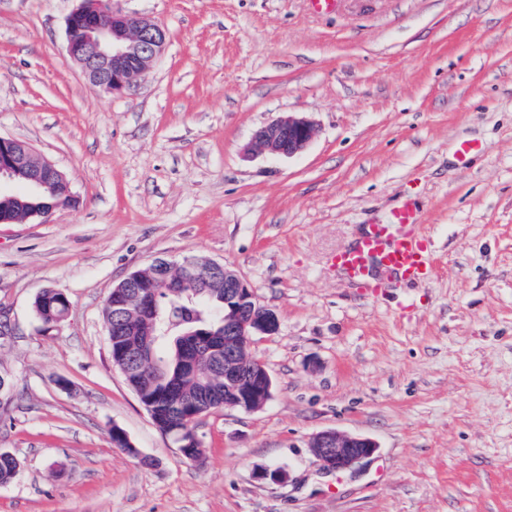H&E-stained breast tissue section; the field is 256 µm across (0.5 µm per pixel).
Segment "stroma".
Instances as JSON below:
<instances>
[{
    "instance_id": "stroma-1",
    "label": "stroma",
    "mask_w": 512,
    "mask_h": 512,
    "mask_svg": "<svg viewBox=\"0 0 512 512\" xmlns=\"http://www.w3.org/2000/svg\"><path fill=\"white\" fill-rule=\"evenodd\" d=\"M78 4L0 0V135L76 198L0 224V451L20 462L0 512H512V0H112L167 34L114 95L67 53ZM288 114L316 127L303 151L247 154ZM407 200L435 272L364 291L331 258ZM186 257L280 321L249 348L271 399L204 415L197 462L113 367L103 316L130 273ZM45 288L70 303L48 332ZM323 430L378 450L324 473Z\"/></svg>"
}]
</instances>
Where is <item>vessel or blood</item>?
Returning a JSON list of instances; mask_svg holds the SVG:
<instances>
[{
	"mask_svg": "<svg viewBox=\"0 0 512 512\" xmlns=\"http://www.w3.org/2000/svg\"><path fill=\"white\" fill-rule=\"evenodd\" d=\"M422 225L420 209L402 203L388 223L370 225L354 246L338 252L333 266L374 293L383 280L405 284L422 281L431 270V252L420 232Z\"/></svg>",
	"mask_w": 512,
	"mask_h": 512,
	"instance_id": "obj_1",
	"label": "vessel or blood"
}]
</instances>
